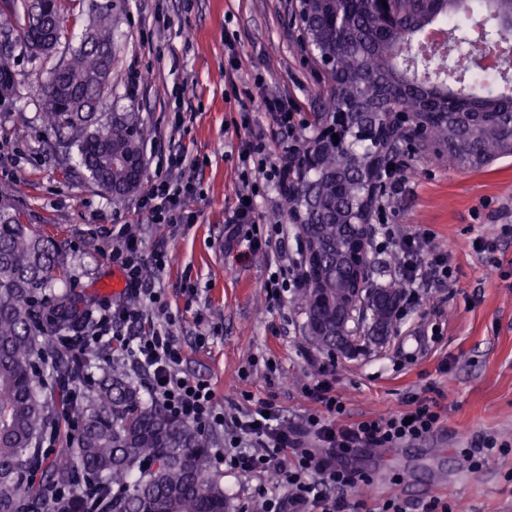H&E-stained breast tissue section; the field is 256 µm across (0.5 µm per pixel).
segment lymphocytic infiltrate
I'll return each mask as SVG.
<instances>
[{
    "label": "lymphocytic infiltrate",
    "mask_w": 512,
    "mask_h": 512,
    "mask_svg": "<svg viewBox=\"0 0 512 512\" xmlns=\"http://www.w3.org/2000/svg\"><path fill=\"white\" fill-rule=\"evenodd\" d=\"M248 95L269 112L285 139L302 141L304 128L296 122L287 98L269 94L259 77ZM238 161L240 200L224 218L229 240L245 244L251 253L272 247L287 255L286 225L267 223L257 201L261 182L284 188L287 165H269L266 144L251 140L242 142ZM186 167V155L174 153L166 172L157 174L144 191L139 206L151 223L172 229L194 223V213L185 207L194 192ZM379 236L377 249L394 251L401 260L405 284L401 310L419 305L424 289L452 286L455 268L450 249L432 245L427 234L400 232L390 224L380 225ZM110 257L123 273L127 297L102 302L89 312L90 328L83 342H104L106 348L130 360L152 401L173 417L206 432L223 433V447L213 451L217 463L247 477L277 475L276 493H269L262 483L254 489L260 512H406L396 498L371 507L353 497V489L366 476L347 462L361 448H394L432 435L443 417L436 400L417 397L402 410L349 422L330 383L321 379L310 384L307 392L325 412L307 416L299 427L280 424L274 414L259 408L226 416L210 381L182 371L183 351L173 336L176 318L169 313L161 290L144 273L148 265L163 272L171 263V253L160 247L144 257L141 240L128 225L116 224Z\"/></svg>",
    "instance_id": "f902f5d3"
}]
</instances>
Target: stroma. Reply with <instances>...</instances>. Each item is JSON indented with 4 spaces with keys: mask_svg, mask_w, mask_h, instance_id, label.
<instances>
[{
    "mask_svg": "<svg viewBox=\"0 0 512 512\" xmlns=\"http://www.w3.org/2000/svg\"><path fill=\"white\" fill-rule=\"evenodd\" d=\"M299 0H114L112 97L97 114H132L141 135L146 176L164 171L171 153L195 160V223L178 232L150 223L139 192L113 197L90 180L78 154L58 157L56 135L40 117L38 86L79 45L93 0H60L65 36L56 54L31 59L22 46L11 58L12 90L0 94V193L11 196L32 230L64 241V288L93 303L124 296L102 290L121 277L106 232L114 222L136 228L145 253L174 256L160 275L170 311L182 312L174 334L182 369L209 380L227 413L267 407L289 426L323 413L305 387L328 375L346 420L379 417L416 397L435 398L443 422L433 436L397 448H369L351 461L372 478L369 503L397 497L407 506L448 498L456 512H512V156L481 169L447 160H414L388 221L427 230L450 247L455 281L431 288L380 344L352 356L312 343L294 299L272 306L265 285L276 251L239 258L224 234V216L241 186L242 140L261 138L271 163L288 149L273 138L268 112L246 95L254 77L288 95L309 136L321 105L324 74L300 48L293 15ZM238 53L229 69L225 39ZM483 237L489 256L471 241ZM208 341H200V334ZM491 435L504 442L477 470L461 449Z\"/></svg>",
    "mask_w": 512,
    "mask_h": 512,
    "instance_id": "stroma-1",
    "label": "stroma"
}]
</instances>
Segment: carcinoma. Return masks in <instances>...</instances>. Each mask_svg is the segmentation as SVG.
<instances>
[{"mask_svg": "<svg viewBox=\"0 0 512 512\" xmlns=\"http://www.w3.org/2000/svg\"><path fill=\"white\" fill-rule=\"evenodd\" d=\"M60 0H3L0 37L21 43L34 57L56 51L64 36ZM395 21L372 11L371 0H300L302 44L330 72L321 89L324 127L346 114L340 141L317 137L288 156V186L278 224L288 218L305 244L298 299L308 336L323 348L350 354L364 341H381L396 324L399 289L372 280L369 249L373 207L368 181L380 183L385 162L413 141L423 160L448 159L483 168L512 155V87L481 78L484 53L512 51V0H390ZM478 10L484 28L472 33L464 16ZM448 27V50L426 53L418 36L429 24ZM13 49L0 46V88L13 84ZM466 54L472 66L458 65ZM440 70L436 81L417 78ZM112 26L102 12L80 46L40 86L44 121L77 147L92 182L116 197L138 189L145 171L140 134L132 120L113 118L104 131L88 123L112 97ZM459 84L448 95L440 87ZM411 126L398 128L395 111ZM66 247L34 233L13 203L0 196V512H230L224 475L211 467L215 439L194 425L148 404L128 380L124 365L103 373L97 388L73 405L47 395L79 384L98 359L93 344L75 355L55 345L57 336L82 332L85 300L58 289L67 272ZM78 429L45 462L44 440L62 422ZM65 487L70 493L51 498Z\"/></svg>", "mask_w": 512, "mask_h": 512, "instance_id": "1", "label": "carcinoma"}]
</instances>
